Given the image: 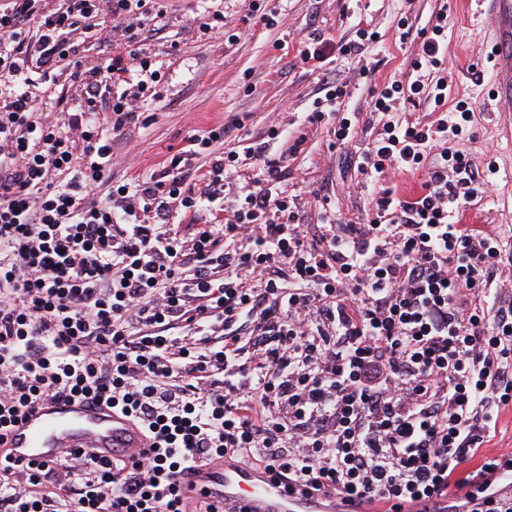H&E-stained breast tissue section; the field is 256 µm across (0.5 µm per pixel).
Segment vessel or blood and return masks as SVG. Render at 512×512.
Here are the masks:
<instances>
[{"label": "vessel or blood", "mask_w": 512, "mask_h": 512, "mask_svg": "<svg viewBox=\"0 0 512 512\" xmlns=\"http://www.w3.org/2000/svg\"><path fill=\"white\" fill-rule=\"evenodd\" d=\"M491 21L492 91L500 111L512 112V0H477ZM73 450L138 460L153 452L141 424L103 401L46 398L0 431V455L18 464L59 459ZM185 499L219 500L234 512H420L419 502L344 500L289 486L277 471L224 456L180 482Z\"/></svg>", "instance_id": "b4317fda"}]
</instances>
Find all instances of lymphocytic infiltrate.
Here are the masks:
<instances>
[{"mask_svg": "<svg viewBox=\"0 0 512 512\" xmlns=\"http://www.w3.org/2000/svg\"><path fill=\"white\" fill-rule=\"evenodd\" d=\"M104 7L117 24L95 36L108 45L118 31L134 41L155 3L0 7V430L43 398L82 396L139 419L156 449L133 463L0 460V512H184L181 478L227 454L312 491L427 504L456 489L479 512H512V499L484 495L512 453H479L512 410V302L487 309L512 278V232L453 219L490 185L461 147L469 104L384 122L358 170L374 182L391 168L420 173L419 192L382 189L369 223L310 237L281 189L284 165L264 152L250 189L225 197L238 154L214 155L223 126L189 138L208 158L204 192L177 156L161 178L113 184L112 135L137 123L157 72L143 53L135 82L122 56H81L70 33ZM447 31L444 7L417 30L398 19L400 44H418L414 76L372 88L373 111L444 102ZM378 40L366 28L345 43L314 37L301 55L359 56ZM63 61L82 79L64 128L30 93L58 84ZM346 94L328 86L308 115L335 113L342 143L354 137ZM178 207L224 219L188 241L170 227Z\"/></svg>", "mask_w": 512, "mask_h": 512, "instance_id": "f902f5d3", "label": "lymphocytic infiltrate"}]
</instances>
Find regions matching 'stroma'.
I'll list each match as a JSON object with an SVG mask.
<instances>
[{
    "instance_id": "stroma-1",
    "label": "stroma",
    "mask_w": 512,
    "mask_h": 512,
    "mask_svg": "<svg viewBox=\"0 0 512 512\" xmlns=\"http://www.w3.org/2000/svg\"><path fill=\"white\" fill-rule=\"evenodd\" d=\"M163 3L166 13L148 20L141 36L142 50L152 55L161 74L158 95L142 104L143 122L113 135V180L161 176L173 155L187 153L193 133L235 124L236 139L214 145L219 153L232 147L241 152L236 175L225 181L227 196L240 194L246 176L258 166L245 147L263 146L283 157L288 177L281 188L297 206L308 234L318 232L323 199L338 222L366 223L378 190L364 186L355 150L376 132L368 107L370 84L410 70L411 52L395 45L391 24L404 13L414 28L425 27L444 5L448 100L469 102L473 135L464 148L478 167L491 161L497 168L489 197L469 206L462 221L486 232L512 229V122L494 109L493 69L485 61L490 25L467 0H272L277 17L269 27L253 17V0ZM216 11L238 32L236 41L199 30L200 15ZM361 25L382 36L363 58L335 54L319 69L303 62L300 52L309 36L348 42ZM363 64L375 67L373 80L359 76ZM327 80L349 86L344 111L356 124V142L337 144L332 118L315 125L307 120ZM272 127L280 131L273 141L267 138ZM298 139L303 145L296 151L292 145Z\"/></svg>"
}]
</instances>
